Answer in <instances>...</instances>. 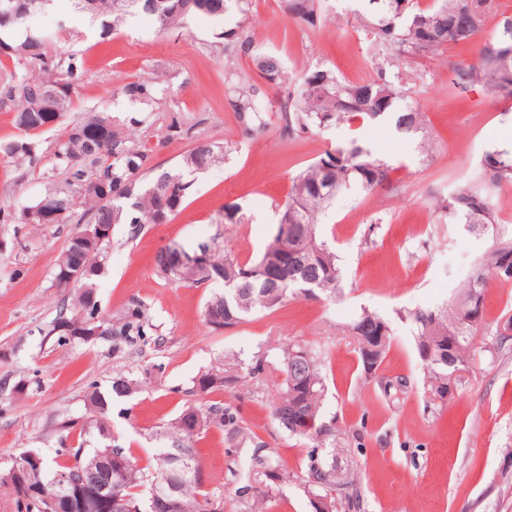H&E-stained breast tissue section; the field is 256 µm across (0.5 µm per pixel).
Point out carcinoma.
I'll return each mask as SVG.
<instances>
[{
	"label": "carcinoma",
	"instance_id": "carcinoma-1",
	"mask_svg": "<svg viewBox=\"0 0 512 512\" xmlns=\"http://www.w3.org/2000/svg\"><path fill=\"white\" fill-rule=\"evenodd\" d=\"M0 0V109L14 113L19 134L0 141V160L37 165L49 159L52 171L63 175L48 182L44 191L20 209L0 208V224H165L183 208L193 191L196 175L226 161L231 147L201 133V116L182 111L157 114L171 97L169 79L136 77L119 87L131 104L126 115H108L87 110L79 117L74 96L88 73L87 62L75 52L56 46L72 39L71 16L98 22V35L107 40L116 27L129 19L146 17L158 31L176 30L190 18L205 14L224 21L232 8L243 16L237 25L218 33L224 52L234 57L249 56L253 71L275 89L267 99L261 87L244 74L224 71V99L234 113L241 132L253 135L266 129L275 113L280 137L288 141L316 129L349 122L381 123L395 134L416 142L427 157L435 153L433 135L425 115L416 104L403 102L402 87L413 79L411 65L450 44L478 43L477 60L450 65V88L460 93L476 88L487 95H503L506 72L496 62L512 50V17L502 18L492 36L483 40L488 19L495 14V0H433L421 8L406 0L398 14L397 0H362L358 13L361 32L378 47L373 60L374 75L362 82L342 78L336 70L315 66L294 76L281 60L258 52L248 26L249 0H70V13L59 18L56 28L42 31L35 18L55 0ZM324 0H284L285 10L309 25L321 17ZM141 129L134 137L133 129ZM59 136L42 149L43 134ZM187 139L191 147L178 163L164 168L154 163L156 152L173 140ZM393 168L376 151L357 137L326 150L292 178L288 201L279 209L278 221L288 218V236L275 233L263 251L241 261L216 244L208 261L200 267L177 268L169 263L167 251L156 258L157 275L168 282L199 286L220 284L204 306V319L215 332L231 330L260 314H271L300 297L331 298L341 288L343 269L336 249L321 236L319 219L336 194L353 187L372 193L392 183ZM512 186V147L484 154L473 181L446 196L429 199L430 208L448 216L451 224H462L476 237L492 239L461 285L455 300L442 308L408 312L403 319L415 329L416 349L437 336H454L450 358L437 355L423 361L426 391L432 400H444L443 383L449 366L465 368L473 360L471 340L485 321H470L474 304H484L489 284L512 283V228L503 224L494 205L500 193ZM243 207L224 205L222 224H242ZM110 238L88 239L74 232L60 253L53 285L67 288L59 275L64 266H77L85 276L74 291L70 315L58 317L51 331L68 341L95 339V329L104 325L96 294L104 270L105 249ZM305 252L304 260L286 267L287 282L267 278V271L288 248ZM357 345L359 362H364L362 342L384 335L376 344L378 361H383L393 336L389 321L368 310L346 326ZM112 335L147 341L157 335V325L146 306L129 303L112 317ZM331 352L327 341L290 342L260 349L250 358L234 356L192 378L189 395L211 393L249 379L256 385L267 373H280L271 406L272 423L282 432L312 443L308 455L304 492L311 503L327 499L331 512H360L362 501L354 471L338 464L336 422L323 416L326 389L325 367ZM138 380L131 376L113 378L104 388L88 385L87 404L94 413L86 428L96 431V447L65 451L68 462L60 464L42 457L39 467L25 478L29 494L21 495L15 480L0 474V491L10 496L17 512H67L74 493L63 474L83 473L81 490L91 502L92 512H211L224 497L203 489L195 472L200 470L195 445L212 427L224 433V450L230 457L246 452L254 444L243 473L236 512H267L287 478V467L277 458L260 453L253 431L243 425L238 409L220 401L186 405L174 418L151 434L158 448L152 461L140 467L131 453L112 444L108 422L112 402L131 396ZM112 484V503L96 499L99 486Z\"/></svg>",
	"mask_w": 512,
	"mask_h": 512
}]
</instances>
